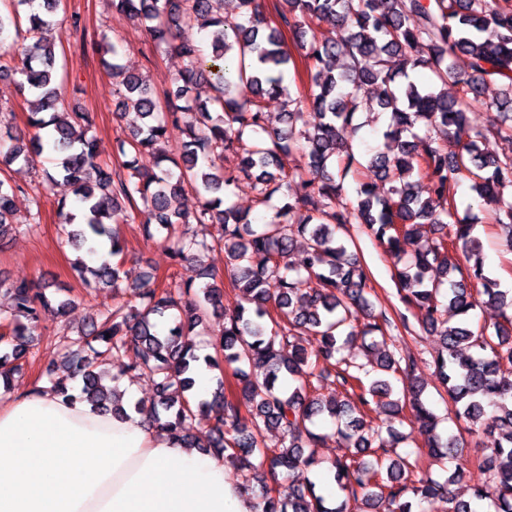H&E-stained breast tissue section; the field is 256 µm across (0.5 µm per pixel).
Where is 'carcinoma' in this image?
Returning a JSON list of instances; mask_svg holds the SVG:
<instances>
[{
  "mask_svg": "<svg viewBox=\"0 0 512 512\" xmlns=\"http://www.w3.org/2000/svg\"><path fill=\"white\" fill-rule=\"evenodd\" d=\"M235 3L229 18L213 10V0H113L117 11L144 24L155 46L179 37L183 59L165 110L134 74L113 88L118 116L128 120L115 150L124 175L99 159L96 140L86 135L91 115L59 109L56 53L45 34L62 0H0V72L20 75L35 97L27 118L33 135L9 134L0 142V160L28 165L46 151L55 155L42 188L64 186L76 198L72 208L60 197L57 209L77 252L72 267L80 280L118 290L119 263L90 266L80 254L106 243L110 257L122 256L118 225L138 223L176 262L224 249V277L240 297L233 309L224 307L218 273L209 268L200 270L196 284L170 279L160 286L150 274L131 289L139 307L115 305L74 333L63 330L30 391L44 389L45 380L66 396L70 380L79 377L80 398L109 413L115 388L105 381L152 377L153 398L136 402L135 410L186 447L210 448L242 470L264 468L272 484L257 493L261 512H412L413 504L436 498L448 512H477L483 505L487 512H512V290L485 274L476 225L459 221L456 201L462 181H470L512 251V156H487L478 146L489 136L512 139V0H276L273 21L258 0ZM316 22L338 29L340 39L319 37ZM285 28L308 74L307 91L294 95L284 85L293 62L283 47ZM13 34L27 41L19 56L8 44ZM342 53L347 63L338 69ZM461 55L466 71L456 66ZM395 56L397 68L390 65ZM418 68L431 73L427 82L410 77ZM489 82L502 83V97L487 104L496 118L476 129L468 113ZM202 83L214 95L189 98ZM373 86L387 121L383 149L366 161V170L390 187L381 195L362 182L352 202L342 197L343 180L360 161L340 131L357 128L361 100ZM267 96L282 99L281 128L269 125ZM293 149L304 162L287 171L280 154ZM145 152L156 155L157 171L150 174L138 168ZM422 181L429 188L425 198L418 191ZM244 185L255 192L256 205L271 208L261 224L231 202ZM188 189L200 199L193 214L179 206ZM15 194L16 187L0 179V241L21 227ZM276 196L281 205L272 207ZM191 224L210 225L214 234L200 238ZM348 224L360 225L393 259L398 304L389 312H375L369 272L351 250L355 242L338 235ZM426 234L433 235L432 245L404 257L402 242ZM296 249L305 254L300 267L289 262ZM460 249L465 267L455 259ZM254 256L260 264H252ZM474 282L481 288L473 290ZM50 287L0 279V294L11 304L0 312L8 329L0 338L6 387L33 357L42 313L54 310L63 318L72 305L50 298ZM482 301L500 309L501 321L491 329L469 323ZM450 308L463 316L455 326L448 325ZM413 319L438 337L433 365L444 391L457 418L468 423L466 432L486 444L487 453L475 461L464 454L463 437L437 431V416L420 399L413 360L398 352L397 337L414 332ZM211 322L218 330L206 363L219 375L210 397L197 399L195 339ZM307 336L315 339L309 349ZM358 336L370 339L366 350L378 351L370 369L344 352ZM131 346L136 357L126 363ZM471 348L476 354H463ZM227 374L239 390L225 388ZM389 374L409 394L430 454L453 464L444 481L417 475L411 454L396 452L411 435L392 425L403 405ZM332 385L346 398L320 393ZM488 398L498 400L491 413ZM380 408L390 420L375 427L372 414ZM319 416L330 418L336 437L353 448L330 466L345 494L334 508L313 484L280 485L284 474L318 465L322 435L313 426ZM200 426L207 428L203 435L195 433ZM269 431L281 435L276 448L264 443ZM471 466L482 478L471 499L460 500L450 486Z\"/></svg>",
  "mask_w": 512,
  "mask_h": 512,
  "instance_id": "cac0c4a2",
  "label": "carcinoma"
}]
</instances>
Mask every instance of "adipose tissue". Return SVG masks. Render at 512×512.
<instances>
[{
	"label": "adipose tissue",
	"instance_id": "1",
	"mask_svg": "<svg viewBox=\"0 0 512 512\" xmlns=\"http://www.w3.org/2000/svg\"><path fill=\"white\" fill-rule=\"evenodd\" d=\"M221 456L140 414L99 413L52 391L0 388V512H256Z\"/></svg>",
	"mask_w": 512,
	"mask_h": 512
}]
</instances>
